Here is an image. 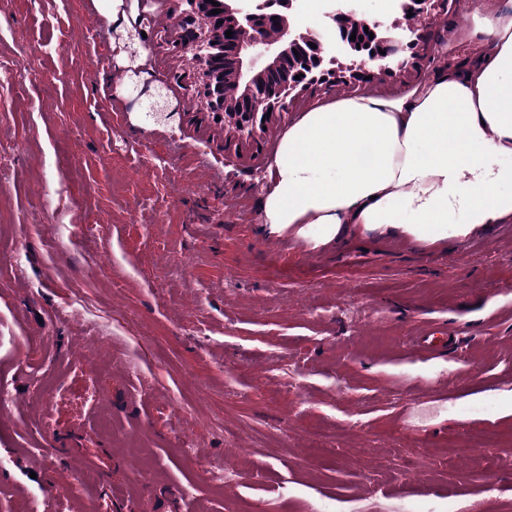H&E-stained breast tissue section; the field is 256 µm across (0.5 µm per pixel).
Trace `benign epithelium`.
Listing matches in <instances>:
<instances>
[{
  "instance_id": "7a95c632",
  "label": "benign epithelium",
  "mask_w": 512,
  "mask_h": 512,
  "mask_svg": "<svg viewBox=\"0 0 512 512\" xmlns=\"http://www.w3.org/2000/svg\"><path fill=\"white\" fill-rule=\"evenodd\" d=\"M292 7L293 0H218L221 12L207 19L208 37L200 39L191 33L176 44L192 51L203 66V95L212 111L224 114L226 150L233 147L238 153L256 142L272 117L287 114L290 99L312 87L357 81L370 75V63L377 64L379 73L388 77L405 74L406 54L420 42L417 27L410 22H393L395 33L383 36L382 21L366 19L348 0H327L325 17L334 22L347 19L357 29L374 34L363 49L352 40L341 39L344 49L356 55L344 66L325 48L321 33L309 28L302 32L290 22ZM218 18L223 20L221 34L216 31ZM228 30L233 31L230 38L226 37ZM303 43L316 44L314 54L298 59L288 74L280 75L281 64ZM219 56L224 57L220 72ZM297 75L301 79H295ZM229 82L235 87L231 97L225 92ZM143 109L146 119L160 120L166 110L162 94L150 97Z\"/></svg>"
}]
</instances>
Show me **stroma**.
I'll return each instance as SVG.
<instances>
[{"instance_id": "35a3bbf8", "label": "stroma", "mask_w": 512, "mask_h": 512, "mask_svg": "<svg viewBox=\"0 0 512 512\" xmlns=\"http://www.w3.org/2000/svg\"><path fill=\"white\" fill-rule=\"evenodd\" d=\"M128 4L132 51L102 0H0V512H512V223L259 231L290 120L461 66L512 0H447L406 77L303 92L229 167L183 0ZM428 324L457 352L414 350ZM213 458L250 481L214 489ZM72 459L88 481L49 488Z\"/></svg>"}]
</instances>
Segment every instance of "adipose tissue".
Returning a JSON list of instances; mask_svg holds the SVG:
<instances>
[{
	"instance_id": "ef3b65f1",
	"label": "adipose tissue",
	"mask_w": 512,
	"mask_h": 512,
	"mask_svg": "<svg viewBox=\"0 0 512 512\" xmlns=\"http://www.w3.org/2000/svg\"><path fill=\"white\" fill-rule=\"evenodd\" d=\"M474 62L401 99L323 100L284 130L261 204L267 235L314 250L349 225L419 243L512 220V14L482 18Z\"/></svg>"
}]
</instances>
